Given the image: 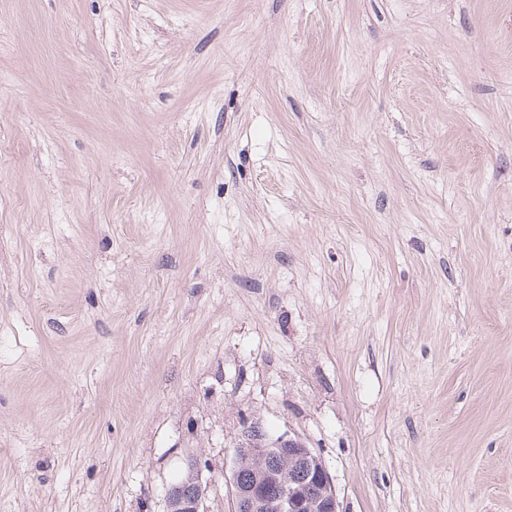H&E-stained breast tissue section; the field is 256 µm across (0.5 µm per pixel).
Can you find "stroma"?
I'll list each match as a JSON object with an SVG mask.
<instances>
[{"instance_id":"obj_1","label":"stroma","mask_w":512,"mask_h":512,"mask_svg":"<svg viewBox=\"0 0 512 512\" xmlns=\"http://www.w3.org/2000/svg\"><path fill=\"white\" fill-rule=\"evenodd\" d=\"M512 512V0H0V512ZM231 479V512H340L322 457L300 438L270 440L257 422L242 430ZM186 466L189 481L183 487L175 486L183 483L186 478L185 474L181 480L168 489L165 512H209L206 505L208 482L203 480L205 465L202 464L201 459L192 456L187 459Z\"/></svg>"}]
</instances>
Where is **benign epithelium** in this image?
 Segmentation results:
<instances>
[{
    "instance_id": "obj_1",
    "label": "benign epithelium",
    "mask_w": 512,
    "mask_h": 512,
    "mask_svg": "<svg viewBox=\"0 0 512 512\" xmlns=\"http://www.w3.org/2000/svg\"><path fill=\"white\" fill-rule=\"evenodd\" d=\"M189 481L171 486L165 512H208L201 459L186 462ZM231 512H340L332 477L322 459L299 438L267 437L244 426L232 469Z\"/></svg>"
}]
</instances>
